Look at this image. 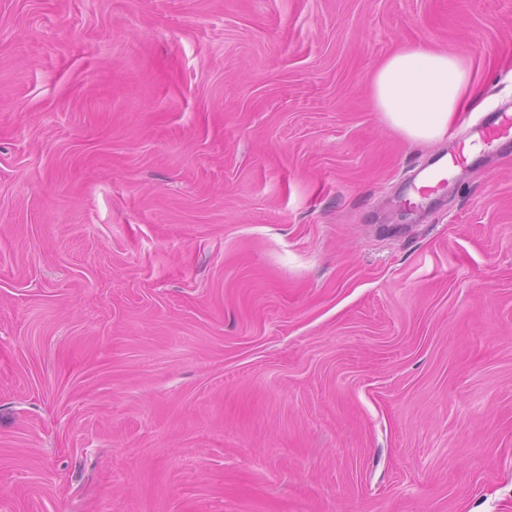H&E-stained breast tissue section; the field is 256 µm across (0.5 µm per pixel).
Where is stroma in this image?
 <instances>
[{"mask_svg":"<svg viewBox=\"0 0 512 512\" xmlns=\"http://www.w3.org/2000/svg\"><path fill=\"white\" fill-rule=\"evenodd\" d=\"M512 0H0V512H512V134L420 204L370 74Z\"/></svg>","mask_w":512,"mask_h":512,"instance_id":"35a3bbf8","label":"stroma"}]
</instances>
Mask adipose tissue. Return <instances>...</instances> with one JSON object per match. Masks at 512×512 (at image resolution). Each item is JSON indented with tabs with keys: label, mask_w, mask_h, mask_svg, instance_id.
I'll return each mask as SVG.
<instances>
[{
	"label": "adipose tissue",
	"mask_w": 512,
	"mask_h": 512,
	"mask_svg": "<svg viewBox=\"0 0 512 512\" xmlns=\"http://www.w3.org/2000/svg\"><path fill=\"white\" fill-rule=\"evenodd\" d=\"M374 106L383 120L410 143L440 140L478 88L458 55L412 44L386 57L370 78Z\"/></svg>",
	"instance_id": "ef3b65f1"
}]
</instances>
